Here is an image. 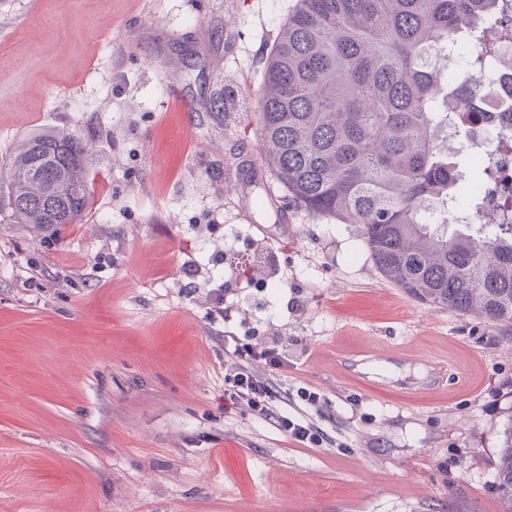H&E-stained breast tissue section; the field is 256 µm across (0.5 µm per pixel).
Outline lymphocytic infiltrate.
<instances>
[{
  "label": "lymphocytic infiltrate",
  "instance_id": "1",
  "mask_svg": "<svg viewBox=\"0 0 512 512\" xmlns=\"http://www.w3.org/2000/svg\"><path fill=\"white\" fill-rule=\"evenodd\" d=\"M224 341V408L236 409L247 405L263 420L273 421L288 438L308 448L321 447L323 430L309 417V410H321L323 395L308 388L296 391L299 402L294 412L279 410V396L273 388L276 375L287 372L288 348L279 337L262 336L249 331L237 335L225 331Z\"/></svg>",
  "mask_w": 512,
  "mask_h": 512
}]
</instances>
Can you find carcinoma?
Here are the masks:
<instances>
[{
  "mask_svg": "<svg viewBox=\"0 0 512 512\" xmlns=\"http://www.w3.org/2000/svg\"><path fill=\"white\" fill-rule=\"evenodd\" d=\"M500 0H297L270 50L258 123L263 159L288 202L309 215L359 225L376 268L418 301L492 323L512 324V196L509 223L448 231L438 207L470 208L494 182L458 169L460 150L440 134L486 98L446 76L454 35L496 16ZM512 43V23L465 62ZM88 143L67 130L21 138L8 162L7 208L38 230L80 224L91 204ZM502 512H512V425L496 463Z\"/></svg>",
  "mask_w": 512,
  "mask_h": 512,
  "instance_id": "1",
  "label": "carcinoma"
}]
</instances>
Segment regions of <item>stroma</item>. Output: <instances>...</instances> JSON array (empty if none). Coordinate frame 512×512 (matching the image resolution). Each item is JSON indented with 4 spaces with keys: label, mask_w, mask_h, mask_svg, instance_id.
I'll use <instances>...</instances> for the list:
<instances>
[{
    "label": "stroma",
    "mask_w": 512,
    "mask_h": 512,
    "mask_svg": "<svg viewBox=\"0 0 512 512\" xmlns=\"http://www.w3.org/2000/svg\"><path fill=\"white\" fill-rule=\"evenodd\" d=\"M296 3L0 0V183L28 134L96 137L83 223L0 214V512H500L512 325L411 298L264 165L266 57ZM191 266L287 345L281 395L325 397L321 447L225 413ZM432 360L463 382L418 393Z\"/></svg>",
    "instance_id": "1"
}]
</instances>
